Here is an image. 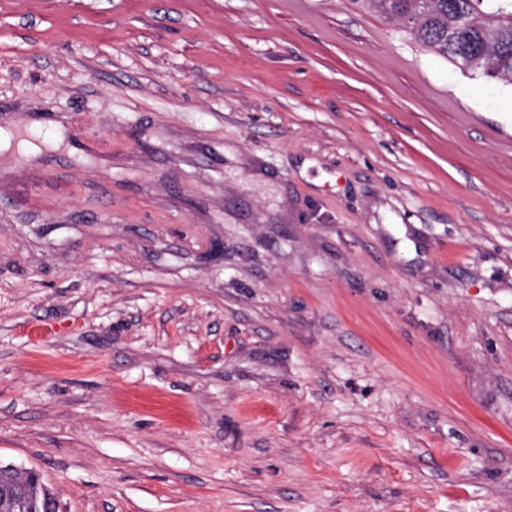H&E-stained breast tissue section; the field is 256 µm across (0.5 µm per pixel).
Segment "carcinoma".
<instances>
[{"mask_svg":"<svg viewBox=\"0 0 512 512\" xmlns=\"http://www.w3.org/2000/svg\"><path fill=\"white\" fill-rule=\"evenodd\" d=\"M369 12L403 23L421 48L475 78L512 84V0H353ZM54 499L43 480L0 472V512H42Z\"/></svg>","mask_w":512,"mask_h":512,"instance_id":"cac0c4a2","label":"carcinoma"}]
</instances>
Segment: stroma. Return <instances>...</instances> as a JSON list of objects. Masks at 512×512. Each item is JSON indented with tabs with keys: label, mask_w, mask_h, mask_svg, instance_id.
<instances>
[{
	"label": "stroma",
	"mask_w": 512,
	"mask_h": 512,
	"mask_svg": "<svg viewBox=\"0 0 512 512\" xmlns=\"http://www.w3.org/2000/svg\"><path fill=\"white\" fill-rule=\"evenodd\" d=\"M2 120L58 512H512V84L351 0H0Z\"/></svg>",
	"instance_id": "stroma-1"
}]
</instances>
